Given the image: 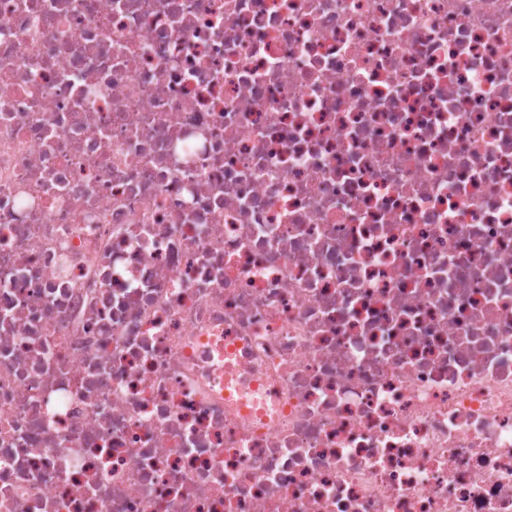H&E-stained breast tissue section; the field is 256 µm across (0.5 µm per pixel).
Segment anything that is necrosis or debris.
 <instances>
[{"label": "necrosis or debris", "instance_id": "4bbe7bcc", "mask_svg": "<svg viewBox=\"0 0 512 512\" xmlns=\"http://www.w3.org/2000/svg\"><path fill=\"white\" fill-rule=\"evenodd\" d=\"M0 512H512V0H0Z\"/></svg>", "mask_w": 512, "mask_h": 512}]
</instances>
